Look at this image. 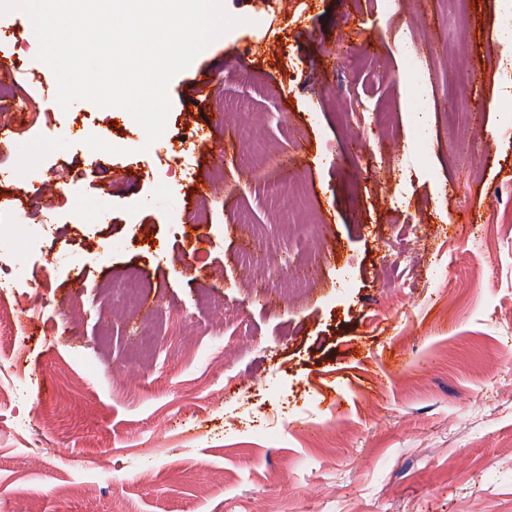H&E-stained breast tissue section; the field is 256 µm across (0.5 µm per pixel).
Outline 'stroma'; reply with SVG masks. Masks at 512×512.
<instances>
[{
  "mask_svg": "<svg viewBox=\"0 0 512 512\" xmlns=\"http://www.w3.org/2000/svg\"><path fill=\"white\" fill-rule=\"evenodd\" d=\"M223 6L168 86L205 197L127 111L44 96L0 15V114L32 103L0 158V512H512V0Z\"/></svg>",
  "mask_w": 512,
  "mask_h": 512,
  "instance_id": "obj_1",
  "label": "stroma"
}]
</instances>
